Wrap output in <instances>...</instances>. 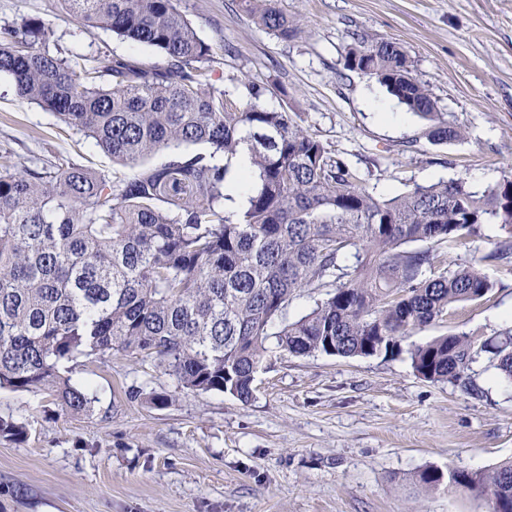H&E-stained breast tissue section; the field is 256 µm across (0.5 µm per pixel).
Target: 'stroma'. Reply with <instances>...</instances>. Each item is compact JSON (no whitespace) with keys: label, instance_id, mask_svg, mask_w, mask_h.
Segmentation results:
<instances>
[{"label":"stroma","instance_id":"35a3bbf8","mask_svg":"<svg viewBox=\"0 0 512 512\" xmlns=\"http://www.w3.org/2000/svg\"><path fill=\"white\" fill-rule=\"evenodd\" d=\"M299 23L288 40L256 25L240 0H180L198 35L216 46L211 83L239 96L268 87L304 127L396 195L466 175L484 190L512 177V0H281ZM23 17L50 29V51L71 61L102 51L165 66L154 49L84 28L59 0H0V26ZM397 42L449 123L465 137L444 145L374 79L343 69L351 34ZM0 155L20 165H77L123 177L91 139L22 102L0 75ZM494 224L449 268L485 256L483 299L407 337L411 347L451 331L486 339L512 328V257L489 259ZM94 399L87 415L63 412L46 391L0 388V416L28 437L0 439V512H489L487 501L418 484L425 468L487 470L512 459V383L480 373L482 397L415 376L409 360L293 356L271 350L246 403L180 391L165 366L115 355L67 365ZM167 395L157 407L127 390Z\"/></svg>","mask_w":512,"mask_h":512}]
</instances>
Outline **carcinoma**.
Listing matches in <instances>:
<instances>
[{
  "instance_id": "cac0c4a2",
  "label": "carcinoma",
  "mask_w": 512,
  "mask_h": 512,
  "mask_svg": "<svg viewBox=\"0 0 512 512\" xmlns=\"http://www.w3.org/2000/svg\"><path fill=\"white\" fill-rule=\"evenodd\" d=\"M59 2L84 26L148 46L167 65L101 52L76 68L45 47L39 18L0 31V74L17 96L129 171L111 180L81 166L0 158V388L48 391L66 412L86 414L93 398L63 363L121 354L165 364L182 390L247 403L271 341L296 356L405 354L419 378L468 394L480 371L512 381V329L402 347L493 288L481 265L512 250V178L483 191L461 175L378 194L296 113L267 108L266 87L248 81L235 100L215 87L202 67L213 47L176 0ZM276 2L242 0L256 24L288 39L297 22ZM341 62L424 120L431 143L463 138L397 43L355 33ZM242 149L255 185L231 206ZM159 154L166 160L150 163ZM486 224L506 234L496 249L444 267L445 254ZM313 293L309 312L272 331L293 301ZM27 436L24 423L0 416V439ZM416 481L512 512V461L485 471L426 468Z\"/></svg>"
}]
</instances>
